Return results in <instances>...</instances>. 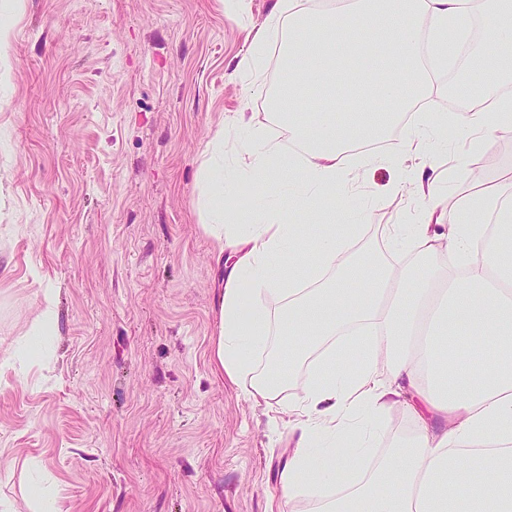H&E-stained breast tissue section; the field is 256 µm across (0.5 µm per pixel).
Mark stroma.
I'll return each instance as SVG.
<instances>
[{"label":"stroma","instance_id":"stroma-1","mask_svg":"<svg viewBox=\"0 0 512 512\" xmlns=\"http://www.w3.org/2000/svg\"><path fill=\"white\" fill-rule=\"evenodd\" d=\"M278 0H0L11 31L0 77V500L38 512H269L297 441L288 398L247 400L211 362L212 238L200 201L203 152L223 117L272 124L279 48L235 71ZM398 134L381 166L352 170L386 194L366 208L361 247L404 219L388 196L410 161ZM449 191L512 172V135L453 168ZM52 288L46 356H12Z\"/></svg>","mask_w":512,"mask_h":512}]
</instances>
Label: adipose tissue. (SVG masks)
<instances>
[{
	"instance_id": "1",
	"label": "adipose tissue",
	"mask_w": 512,
	"mask_h": 512,
	"mask_svg": "<svg viewBox=\"0 0 512 512\" xmlns=\"http://www.w3.org/2000/svg\"><path fill=\"white\" fill-rule=\"evenodd\" d=\"M474 0H343L317 10L280 0L236 65L244 78L279 44L287 74L273 117L280 141L254 114L237 112L209 142L202 207L213 238L218 306L212 361L244 393L270 401L282 361L315 358L288 401L298 440L279 473V512L299 496L311 512H512V261L486 235V220L512 236V177L473 193H449L441 176L411 169L392 186L422 200L415 220L386 227L396 267L376 253L347 252L355 225L329 207L352 200L344 151L374 142L436 90L435 72L466 39ZM486 45L472 68L488 72L484 106L409 122L400 155L427 156L454 126L470 151L512 132V0L485 12ZM334 85L335 95L323 94ZM318 92L313 119L304 103ZM236 134L233 159L224 141ZM275 188L272 208L229 223L224 195L238 184ZM316 211L307 241L295 211ZM306 267V278L295 271ZM265 353L261 373L251 371ZM404 406L412 431L377 452L384 414Z\"/></svg>"
}]
</instances>
